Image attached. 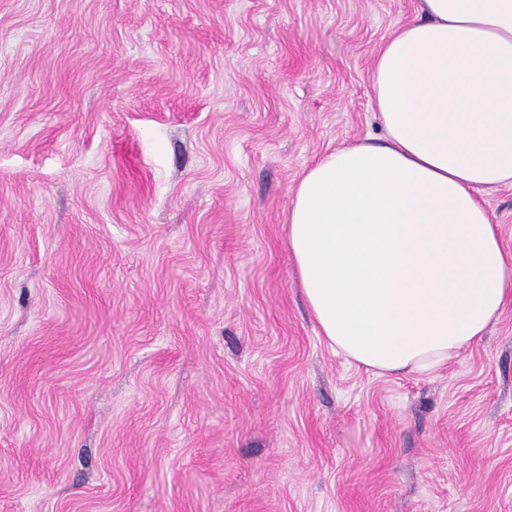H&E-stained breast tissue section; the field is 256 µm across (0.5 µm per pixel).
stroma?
I'll use <instances>...</instances> for the list:
<instances>
[{
  "mask_svg": "<svg viewBox=\"0 0 512 512\" xmlns=\"http://www.w3.org/2000/svg\"><path fill=\"white\" fill-rule=\"evenodd\" d=\"M419 6L0 0V512H512V304L379 376L287 246Z\"/></svg>",
  "mask_w": 512,
  "mask_h": 512,
  "instance_id": "35a3bbf8",
  "label": "stroma"
}]
</instances>
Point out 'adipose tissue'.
<instances>
[{"label": "adipose tissue", "instance_id": "ef3b65f1", "mask_svg": "<svg viewBox=\"0 0 512 512\" xmlns=\"http://www.w3.org/2000/svg\"><path fill=\"white\" fill-rule=\"evenodd\" d=\"M372 72L384 136L308 167L288 246L320 336L380 375L426 374L512 303L484 195L512 186V0H420Z\"/></svg>", "mask_w": 512, "mask_h": 512}]
</instances>
